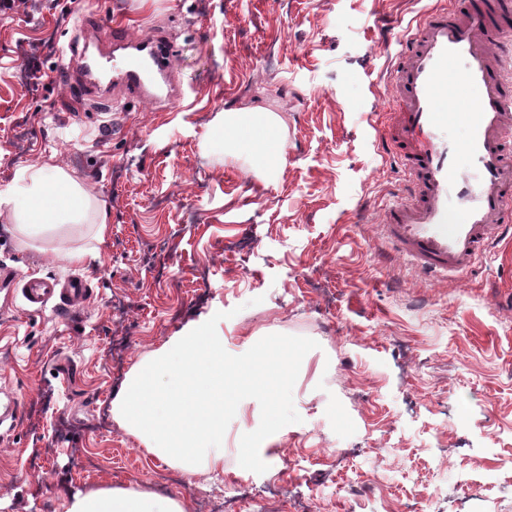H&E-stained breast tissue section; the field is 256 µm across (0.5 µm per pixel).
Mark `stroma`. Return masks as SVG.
I'll return each instance as SVG.
<instances>
[{
	"label": "stroma",
	"instance_id": "stroma-1",
	"mask_svg": "<svg viewBox=\"0 0 512 512\" xmlns=\"http://www.w3.org/2000/svg\"><path fill=\"white\" fill-rule=\"evenodd\" d=\"M441 0H15L0 12V189L55 157L110 212L21 245L0 215V512H65L104 485L224 512L237 455L217 478L146 457L113 420L129 372L188 323H218L236 353L255 337L319 344L293 389L301 420L266 438L237 512H512V241L471 274L431 281L379 230L405 198L380 139L387 79ZM164 35L179 100L100 81L67 92L77 53L109 55L113 28ZM285 120L284 161L255 167L207 144L229 108ZM166 244L160 272L155 244ZM81 247L83 262L64 259ZM83 276L81 308L36 312L20 285Z\"/></svg>",
	"mask_w": 512,
	"mask_h": 512
}]
</instances>
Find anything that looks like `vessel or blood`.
Wrapping results in <instances>:
<instances>
[{
    "label": "vessel or blood",
    "mask_w": 512,
    "mask_h": 512,
    "mask_svg": "<svg viewBox=\"0 0 512 512\" xmlns=\"http://www.w3.org/2000/svg\"><path fill=\"white\" fill-rule=\"evenodd\" d=\"M120 52L111 64L79 55L84 77L111 67L114 78L142 99H154V76L165 71L170 54L158 38L128 39L113 32ZM512 59V0H446L426 11L407 34L391 72L400 101L387 113L382 139L403 161L407 199L384 214L383 233L424 276L466 273L487 247L512 234V78L503 71ZM473 91L475 105L445 111V95ZM464 124L463 140L447 131ZM21 291L35 310L59 312L85 302L86 282L48 277L27 280Z\"/></svg>",
    "instance_id": "obj_1"
}]
</instances>
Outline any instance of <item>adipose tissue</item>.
Instances as JSON below:
<instances>
[{
    "label": "adipose tissue",
    "instance_id": "ef3b65f1",
    "mask_svg": "<svg viewBox=\"0 0 512 512\" xmlns=\"http://www.w3.org/2000/svg\"><path fill=\"white\" fill-rule=\"evenodd\" d=\"M280 115L261 107L226 110L220 143L226 155H247L258 167L275 170L283 159ZM0 203L7 205L10 222L21 242L61 234L70 224H91L104 240L110 222L104 202L92 196L73 172L48 159L16 172ZM66 512H185L181 499L124 487L76 492Z\"/></svg>",
    "mask_w": 512,
    "mask_h": 512
}]
</instances>
